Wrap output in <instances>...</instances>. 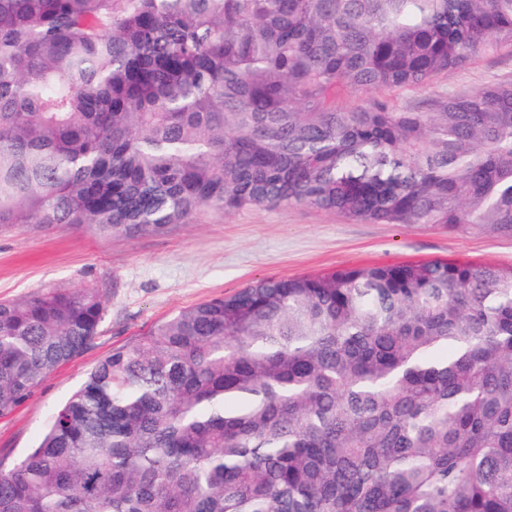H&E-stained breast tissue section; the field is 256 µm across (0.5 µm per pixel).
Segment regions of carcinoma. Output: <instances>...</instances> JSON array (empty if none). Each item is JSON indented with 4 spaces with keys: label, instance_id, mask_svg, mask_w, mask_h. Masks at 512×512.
<instances>
[{
    "label": "carcinoma",
    "instance_id": "carcinoma-1",
    "mask_svg": "<svg viewBox=\"0 0 512 512\" xmlns=\"http://www.w3.org/2000/svg\"><path fill=\"white\" fill-rule=\"evenodd\" d=\"M512 0H0V224L158 234L302 205L512 237ZM0 302V417L98 336ZM0 512H512V267L251 281L117 346L0 465ZM499 80H512V48L481 55L463 69L438 77L430 87L394 90L376 96L400 107L425 110L436 95L444 90L467 91Z\"/></svg>",
    "mask_w": 512,
    "mask_h": 512
}]
</instances>
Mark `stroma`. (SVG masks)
<instances>
[{"mask_svg":"<svg viewBox=\"0 0 512 512\" xmlns=\"http://www.w3.org/2000/svg\"><path fill=\"white\" fill-rule=\"evenodd\" d=\"M499 80H512V48L479 56L430 87L394 90L385 98L424 110L442 91H467ZM434 259L507 268L512 237L437 226L357 224L299 205L206 212L191 223L146 236L102 238L67 224L0 226V301L44 288L82 286L98 289L106 301L90 347L0 418V462L10 463L34 446L54 409L114 347L180 310L232 294L254 279Z\"/></svg>","mask_w":512,"mask_h":512,"instance_id":"stroma-1","label":"stroma"}]
</instances>
